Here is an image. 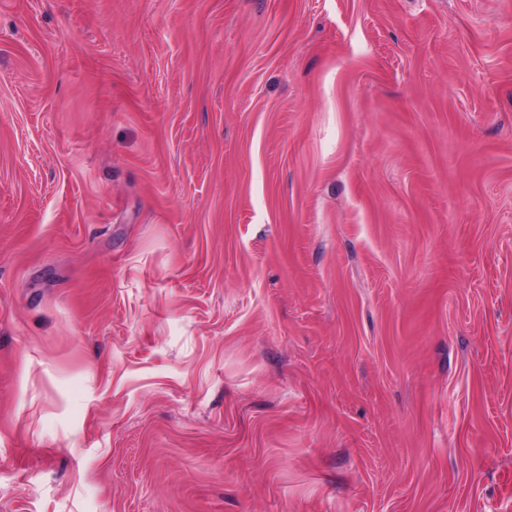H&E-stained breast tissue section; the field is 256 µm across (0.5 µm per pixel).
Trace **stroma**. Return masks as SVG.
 Wrapping results in <instances>:
<instances>
[{"label": "stroma", "mask_w": 512, "mask_h": 512, "mask_svg": "<svg viewBox=\"0 0 512 512\" xmlns=\"http://www.w3.org/2000/svg\"><path fill=\"white\" fill-rule=\"evenodd\" d=\"M0 512H512V0H0Z\"/></svg>", "instance_id": "1"}]
</instances>
